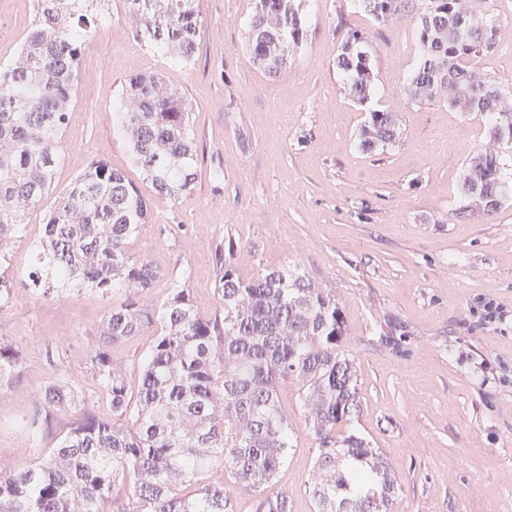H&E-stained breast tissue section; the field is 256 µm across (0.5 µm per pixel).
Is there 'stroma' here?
Returning <instances> with one entry per match:
<instances>
[{"label":"stroma","instance_id":"1","mask_svg":"<svg viewBox=\"0 0 512 512\" xmlns=\"http://www.w3.org/2000/svg\"><path fill=\"white\" fill-rule=\"evenodd\" d=\"M254 6L195 0L203 30L188 68L147 50L124 0H112L106 29L85 43L55 191L25 216L0 265L13 283L0 340L23 359L0 389V466L22 470L55 447L67 418L37 409L45 385L96 389L88 358L103 302L75 293L41 300L30 274L57 191L101 160L147 202L149 220L128 249L163 269L155 302L182 281L197 310L222 314L215 282L224 250L240 277L297 265L335 291L344 348L361 375L353 428L399 466L391 512H512V205L490 220L453 215L463 164L486 140L482 117L408 99L418 55L412 18L384 25L358 0H306V41L270 76L244 51ZM34 23L33 0H0V62ZM351 30L367 37L375 59L363 106L347 99L336 66ZM143 72L160 73L193 107L195 182L177 200L144 180L116 121L128 79ZM372 109L399 119L398 143L381 153L357 145ZM387 315L409 331L395 349L378 340ZM278 394L294 447L266 493L287 492L292 512H316L308 481L317 442L296 383H279ZM32 418L42 427L36 439Z\"/></svg>","mask_w":512,"mask_h":512}]
</instances>
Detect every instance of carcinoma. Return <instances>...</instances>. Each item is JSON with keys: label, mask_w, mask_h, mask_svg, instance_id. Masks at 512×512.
I'll return each mask as SVG.
<instances>
[{"label": "carcinoma", "mask_w": 512, "mask_h": 512, "mask_svg": "<svg viewBox=\"0 0 512 512\" xmlns=\"http://www.w3.org/2000/svg\"><path fill=\"white\" fill-rule=\"evenodd\" d=\"M111 0H36L37 21L19 52L0 64V261L4 244L23 232L22 217L48 195L59 166V133L73 104L81 46L103 31ZM495 0H362L379 23L415 21L419 57L407 83L418 103L443 102L484 118L487 142L466 161L459 218L496 214L512 201V91L483 70L499 43ZM135 33L153 53L194 65L202 22L194 0H125ZM302 0H256L246 23V50L270 76L291 62L306 36ZM352 101L367 103L374 59L355 30L336 62ZM118 118L134 163L161 194L191 190L195 172L192 106L158 73L129 80ZM399 122L372 110L359 146L394 147ZM149 217L125 175L93 161L45 213L34 252L47 279L45 299L69 292L106 302L102 346L90 361L105 405L93 410L72 389L51 384L40 400L73 421L49 457L23 471L0 469V512H230L236 494L256 512H291L288 492L263 496L294 448L277 384H298L318 442L308 485L316 512H390L400 484L397 465L352 428L360 413L357 367L343 349L347 327L332 289L299 266L263 269L248 280L229 263L215 292L224 318L192 304L182 283L156 306L162 270L128 253ZM156 329L130 393L128 365L114 345ZM408 335L394 318L381 324L392 348ZM22 356L0 342V381L17 374ZM230 481H224V474Z\"/></svg>", "instance_id": "1"}]
</instances>
